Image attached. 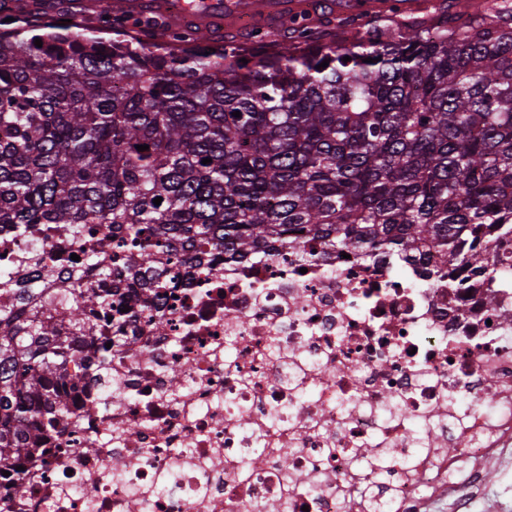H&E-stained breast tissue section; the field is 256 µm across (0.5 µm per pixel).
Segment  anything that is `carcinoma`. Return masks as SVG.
<instances>
[{
  "mask_svg": "<svg viewBox=\"0 0 512 512\" xmlns=\"http://www.w3.org/2000/svg\"><path fill=\"white\" fill-rule=\"evenodd\" d=\"M101 2L93 28L0 21V225L110 224L85 271L146 289L167 287L173 258L318 248L418 256L450 287L512 272L508 0L451 18L447 0L428 18L393 3L334 26L303 8L283 37L252 33L254 50L174 25L147 43L134 29L158 16ZM81 278L45 297L0 276V476L70 417L85 361L103 368L121 344L87 353L84 311L111 301Z\"/></svg>",
  "mask_w": 512,
  "mask_h": 512,
  "instance_id": "carcinoma-1",
  "label": "carcinoma"
}]
</instances>
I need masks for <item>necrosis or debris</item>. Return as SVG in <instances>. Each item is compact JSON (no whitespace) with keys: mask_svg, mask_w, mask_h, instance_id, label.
Wrapping results in <instances>:
<instances>
[{"mask_svg":"<svg viewBox=\"0 0 512 512\" xmlns=\"http://www.w3.org/2000/svg\"><path fill=\"white\" fill-rule=\"evenodd\" d=\"M104 232L0 226V270L33 275L37 252L66 277ZM425 269L329 251L118 286L93 333L123 355L87 370L22 480L0 478V512H360L376 486L384 512L446 496L470 512L481 463L512 448V279L451 288Z\"/></svg>","mask_w":512,"mask_h":512,"instance_id":"obj_1","label":"necrosis or debris"}]
</instances>
